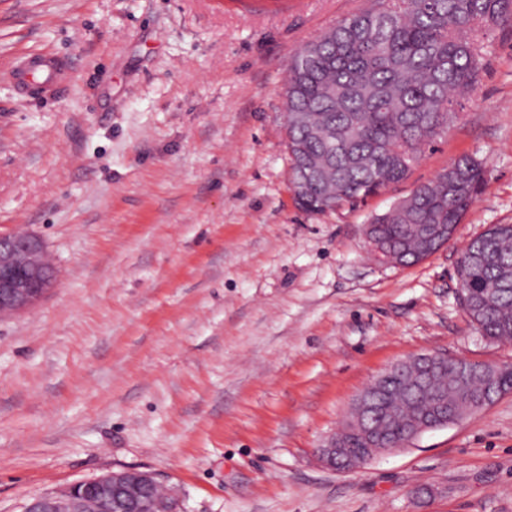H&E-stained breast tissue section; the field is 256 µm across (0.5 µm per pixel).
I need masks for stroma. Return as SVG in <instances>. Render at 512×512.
<instances>
[{"label": "stroma", "instance_id": "stroma-1", "mask_svg": "<svg viewBox=\"0 0 512 512\" xmlns=\"http://www.w3.org/2000/svg\"><path fill=\"white\" fill-rule=\"evenodd\" d=\"M371 5L0 0V234L41 236L57 275L0 319V512L124 468L180 512H512V392L354 471L317 456L396 361L512 364L457 278L512 223V27L407 180L320 214L288 188V60ZM40 53L66 89L26 100L9 73ZM461 155L487 182L450 243L378 262L365 224Z\"/></svg>", "mask_w": 512, "mask_h": 512}]
</instances>
